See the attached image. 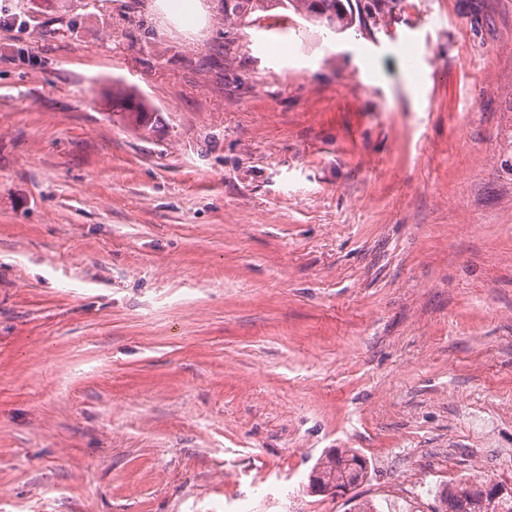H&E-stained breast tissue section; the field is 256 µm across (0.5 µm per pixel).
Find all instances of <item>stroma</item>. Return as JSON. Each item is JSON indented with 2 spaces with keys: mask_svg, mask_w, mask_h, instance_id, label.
<instances>
[{
  "mask_svg": "<svg viewBox=\"0 0 512 512\" xmlns=\"http://www.w3.org/2000/svg\"><path fill=\"white\" fill-rule=\"evenodd\" d=\"M179 3L0 0V512L512 484V0ZM257 2L262 0H224V21L225 23L237 22L250 17ZM344 0H281L285 8H292L305 19H324L328 26L342 32L352 26L357 9L345 6ZM112 112L128 113L139 127L146 130H150L153 125L154 112L150 105L133 90L112 94ZM358 458L365 461V466H361V472L357 471L354 478H359L362 473V481L367 476V461L357 452L351 449H333L325 457L319 459L313 466L309 475L307 487L315 493H331L330 491L336 487V484L345 479L353 471V463H358ZM351 464V465H350ZM361 481V482H362ZM358 484L353 479L345 481L344 484L337 486L333 492L334 495L345 496L351 489ZM332 494V493H331Z\"/></svg>",
  "mask_w": 512,
  "mask_h": 512,
  "instance_id": "obj_1",
  "label": "stroma"
}]
</instances>
